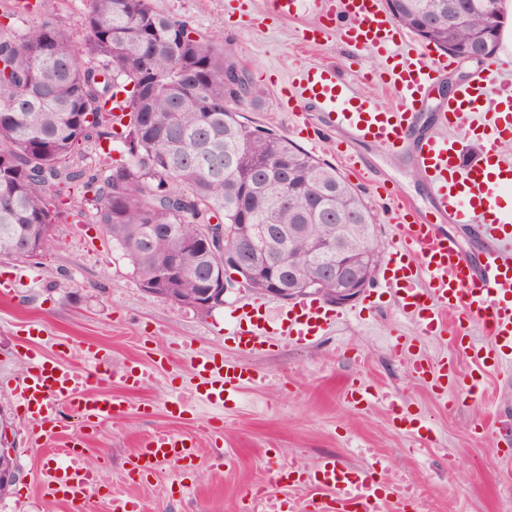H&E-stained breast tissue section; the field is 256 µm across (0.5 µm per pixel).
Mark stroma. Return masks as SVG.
I'll return each mask as SVG.
<instances>
[{
  "label": "stroma",
  "instance_id": "stroma-1",
  "mask_svg": "<svg viewBox=\"0 0 512 512\" xmlns=\"http://www.w3.org/2000/svg\"><path fill=\"white\" fill-rule=\"evenodd\" d=\"M37 3V9L16 19V32L61 18L71 42L84 47L89 0ZM152 3L158 12L188 21L243 64L253 101L247 115L255 124L341 167L344 134L335 131L313 142L280 103L283 79L304 64H325L352 80L350 51L337 32L302 44V30L316 26L317 17H269L268 0L248 2L249 14L263 21L259 27L225 18V0ZM353 150L367 160L370 174L350 173L346 179L376 215L384 250L392 251L396 227L387 217L392 195L426 208L427 189L416 168L374 144L357 143ZM75 204L83 208L87 222L55 225L49 247L37 257L0 262V282L15 285L10 297L0 299V415L11 424L9 438L19 465L10 494L0 497V512H66L38 494L43 470L59 460L61 442L51 439L35 446L25 439L20 432L23 410L12 383L29 369V352L79 367L88 348L108 357L116 370L125 363H158L146 385L130 388L115 379L103 387L126 400L128 410L89 435L85 459L97 466L102 485L92 512H107L115 492L137 498L144 512H241L245 488L278 490L277 464L293 460L312 465L326 455L358 470L370 469L373 457H381L387 476L417 489L407 512H512V383L488 376L471 397L456 382L443 399L415 380L406 360L391 347L394 337H420L430 359L456 360L463 374L468 368L448 339L419 336L395 293L374 302L363 293L349 304L329 306L335 324L314 342L243 351L232 335L236 309L261 306L275 330L286 302L230 292L223 307L201 313L147 294L121 252L90 222L92 205L80 197ZM33 324L42 334L29 342L24 331ZM213 353L261 371L263 383L245 388L222 407L192 402L182 415L170 416L166 405L171 396L192 387V362ZM358 381L399 397L411 412L426 417L432 443H414L395 427L383 404L349 403L346 387ZM160 430L196 437L200 453L195 468L185 473L168 464L140 483H127L124 463L130 451ZM216 442L232 456V464L215 462ZM270 448L277 449V457L267 456Z\"/></svg>",
  "mask_w": 512,
  "mask_h": 512
}]
</instances>
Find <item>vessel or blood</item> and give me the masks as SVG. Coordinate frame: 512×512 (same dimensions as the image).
I'll return each mask as SVG.
<instances>
[{
	"instance_id": "vessel-or-blood-1",
	"label": "vessel or blood",
	"mask_w": 512,
	"mask_h": 512,
	"mask_svg": "<svg viewBox=\"0 0 512 512\" xmlns=\"http://www.w3.org/2000/svg\"><path fill=\"white\" fill-rule=\"evenodd\" d=\"M316 15L322 25L340 26L353 60L374 53L383 60L380 71L362 73L365 81L389 84L396 100L381 106L364 96L355 83L342 81L328 67H305L290 83L289 105L304 114L315 106L322 114L319 134L344 131L348 143L370 142L397 159L409 161L430 191L428 210L399 200L390 218L397 227V244L389 255L375 295L397 289L400 309L424 336H449L455 349L469 361L471 382L491 373L512 370V209L503 204V189L512 187V156L503 154L512 140V77L488 83L474 75L436 110L427 128H419L420 110L427 104L447 60L433 58L426 48L413 45L400 31L381 0H270V14L292 17ZM477 135L481 158L465 161L462 142ZM477 228L482 248L477 258L465 255L448 225ZM480 322L490 340L479 345L468 339L464 321ZM237 346L252 350L267 345L266 314L252 309L236 317ZM332 317L319 302L304 300L291 306L280 324V334L303 343L319 335ZM405 354L411 376L444 392L457 378L455 364L434 361L412 351L408 342H396ZM80 371L53 361L30 368L15 389L24 408V430L35 440L47 436L48 426H64L68 414L100 425L124 413L117 397L91 393V386L108 383L112 372L106 359ZM193 394L201 401L221 405L232 401L261 376L252 368L223 357L207 356L192 366ZM347 399L355 405L388 402L396 425L427 445L433 430L423 416L389 401L386 392L364 383H352ZM86 437L68 436L64 460L48 467L39 485L42 497L64 505L67 512H91L100 493L97 473L85 466ZM197 443L190 436L160 432L144 439L128 456L125 477L136 481L159 466L174 463L195 466ZM287 492L274 494L252 487L243 495L248 512H392L393 505L409 502L411 492L400 482L381 477L376 470L359 471L327 457L311 467L289 465Z\"/></svg>"
}]
</instances>
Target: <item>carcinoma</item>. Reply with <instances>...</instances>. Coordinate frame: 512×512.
<instances>
[{
	"label": "carcinoma",
	"instance_id": "carcinoma-1",
	"mask_svg": "<svg viewBox=\"0 0 512 512\" xmlns=\"http://www.w3.org/2000/svg\"><path fill=\"white\" fill-rule=\"evenodd\" d=\"M399 27L456 58L481 42L496 52L501 29L471 12V0H385ZM431 11L422 32L411 5ZM84 56L63 19L15 35L0 23V261L17 260V240L46 249L47 224H81L71 190L93 202L92 223L127 257L140 286L200 291L224 273V254L202 239L225 224H265L268 254H288L310 277L312 249L331 236L349 258L382 248L374 215L336 169L288 138L250 121L249 77L233 84L232 56L151 0H91ZM125 95L128 122H112ZM120 143L126 157L101 178L83 165L85 145ZM347 231L336 233V212ZM179 255L197 279L163 276Z\"/></svg>",
	"mask_w": 512,
	"mask_h": 512
}]
</instances>
